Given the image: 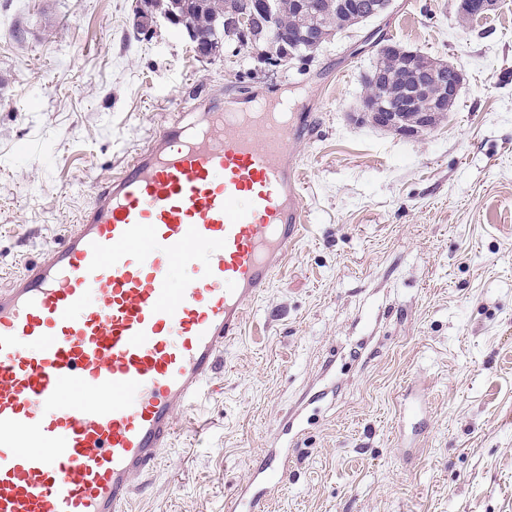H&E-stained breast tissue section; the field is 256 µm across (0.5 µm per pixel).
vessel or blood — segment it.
<instances>
[{
  "label": "vessel or blood",
  "mask_w": 512,
  "mask_h": 512,
  "mask_svg": "<svg viewBox=\"0 0 512 512\" xmlns=\"http://www.w3.org/2000/svg\"><path fill=\"white\" fill-rule=\"evenodd\" d=\"M309 113H181L0 290V512H128L307 223ZM277 448L224 502L267 512Z\"/></svg>",
  "instance_id": "vessel-or-blood-1"
}]
</instances>
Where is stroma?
<instances>
[{
	"instance_id": "35a3bbf8",
	"label": "stroma",
	"mask_w": 512,
	"mask_h": 512,
	"mask_svg": "<svg viewBox=\"0 0 512 512\" xmlns=\"http://www.w3.org/2000/svg\"><path fill=\"white\" fill-rule=\"evenodd\" d=\"M135 0H0V289L192 97L302 86L308 222L225 347L132 512H224L271 449L296 445L271 512H512V0H391L315 59L214 61ZM455 64V111L404 136L355 108L378 45ZM296 418L283 434L280 419Z\"/></svg>"
}]
</instances>
